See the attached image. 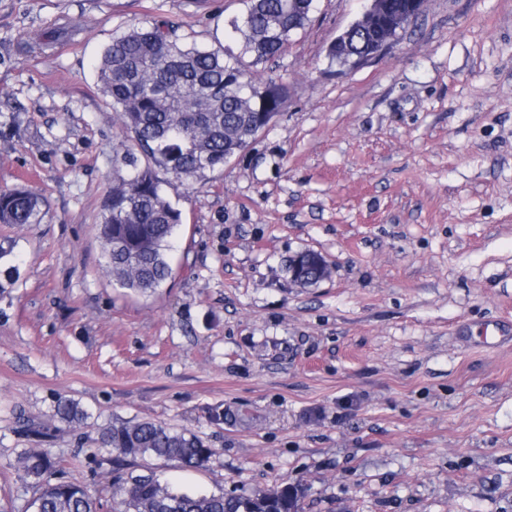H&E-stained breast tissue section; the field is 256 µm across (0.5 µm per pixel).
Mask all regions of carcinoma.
<instances>
[{"label":"carcinoma","instance_id":"obj_1","mask_svg":"<svg viewBox=\"0 0 512 512\" xmlns=\"http://www.w3.org/2000/svg\"><path fill=\"white\" fill-rule=\"evenodd\" d=\"M243 19L230 21L238 53L209 50L179 38L165 22L132 25L115 33L98 59L99 90L120 118L116 144L120 162L112 167L100 228L103 267L112 282L135 293H152L172 275L171 243L183 223L182 211L166 194L169 180L190 182L224 168L281 111L284 82L258 76V66L279 57L294 33L310 20L314 0H246ZM369 23L353 21L346 49L369 41ZM44 201L24 187L0 191V224H39ZM19 277L13 246L0 244V288ZM54 416L78 423L85 411L60 400ZM20 428L40 443L49 428L22 419ZM112 464V496L123 512H298L302 490L284 485L252 495L202 493L161 485L149 469L124 471L127 458L204 466L214 449L194 434L152 421L121 422L106 429L94 455ZM20 463L38 487L32 512H101V496L84 484L59 480L42 448L23 453Z\"/></svg>","mask_w":512,"mask_h":512}]
</instances>
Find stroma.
I'll return each mask as SVG.
<instances>
[{
	"label": "stroma",
	"mask_w": 512,
	"mask_h": 512,
	"mask_svg": "<svg viewBox=\"0 0 512 512\" xmlns=\"http://www.w3.org/2000/svg\"><path fill=\"white\" fill-rule=\"evenodd\" d=\"M364 0H317L262 78L277 118L221 171L168 196L183 212L173 275L112 285L102 203L120 123L93 63L114 32L166 20L214 47L244 0H0V189L46 203L0 224L20 279L0 291V503L36 489L17 413L54 425L60 476L102 491L88 459L116 421L202 438L208 492L301 484L303 512H512V0H425L379 58L327 56ZM320 252L302 288L288 261ZM79 402L83 424L54 417ZM224 415L210 422L211 410Z\"/></svg>",
	"instance_id": "obj_1"
}]
</instances>
